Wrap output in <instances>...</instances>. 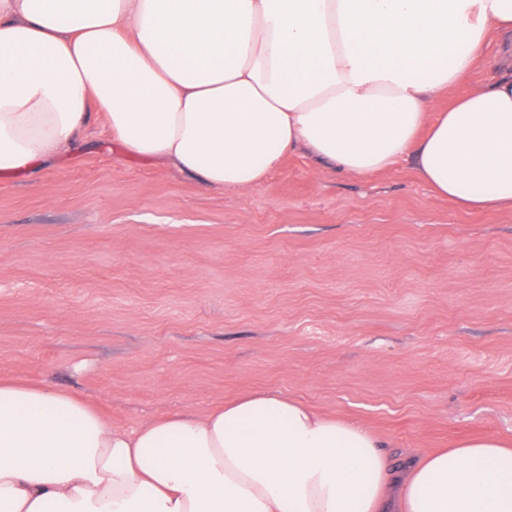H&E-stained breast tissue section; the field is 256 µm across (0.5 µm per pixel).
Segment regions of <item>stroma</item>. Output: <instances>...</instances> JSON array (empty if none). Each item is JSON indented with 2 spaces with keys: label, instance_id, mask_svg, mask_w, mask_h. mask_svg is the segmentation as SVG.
Wrapping results in <instances>:
<instances>
[{
  "label": "stroma",
  "instance_id": "obj_1",
  "mask_svg": "<svg viewBox=\"0 0 512 512\" xmlns=\"http://www.w3.org/2000/svg\"><path fill=\"white\" fill-rule=\"evenodd\" d=\"M131 431L273 390L360 423L395 467L512 440V210L437 198L411 159L358 177L305 153L214 190L90 116L0 172V380Z\"/></svg>",
  "mask_w": 512,
  "mask_h": 512
}]
</instances>
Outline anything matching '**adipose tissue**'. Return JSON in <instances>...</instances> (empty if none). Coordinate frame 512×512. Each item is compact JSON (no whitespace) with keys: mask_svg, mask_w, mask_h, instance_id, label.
Segmentation results:
<instances>
[{"mask_svg":"<svg viewBox=\"0 0 512 512\" xmlns=\"http://www.w3.org/2000/svg\"><path fill=\"white\" fill-rule=\"evenodd\" d=\"M510 34L512 0H0V171L66 151L94 105L128 153L214 188L299 152L352 176L410 156L458 208H512V72L456 93ZM380 446L275 391L127 433L4 380L0 512H512L502 439L402 471Z\"/></svg>","mask_w":512,"mask_h":512,"instance_id":"1","label":"adipose tissue"}]
</instances>
